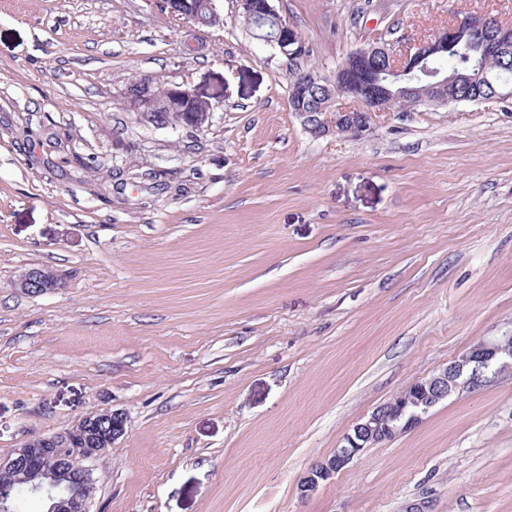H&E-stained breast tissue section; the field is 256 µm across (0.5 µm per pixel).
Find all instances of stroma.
Segmentation results:
<instances>
[{"instance_id":"stroma-1","label":"stroma","mask_w":512,"mask_h":512,"mask_svg":"<svg viewBox=\"0 0 512 512\" xmlns=\"http://www.w3.org/2000/svg\"><path fill=\"white\" fill-rule=\"evenodd\" d=\"M0 0V458L97 409L125 434L90 512H512V376L451 395L304 497L410 382L512 331V102L307 133L290 74L332 75L512 0H273L291 61L236 0ZM214 103L177 132L133 81ZM58 286L28 295L27 270ZM166 112L153 111L154 105L158 103L154 90V81L150 78H141L130 84L121 96L120 105L128 112H132L136 120H140L138 114L134 112H149L145 117H152V122L158 125H164L174 120L172 113H182L174 121L167 124L164 128H170L173 131L179 129H199L209 121L211 112L215 105H201L202 100L189 88L180 84H171L168 86V93L164 96ZM172 112V113H169ZM131 113V114H132Z\"/></svg>"}]
</instances>
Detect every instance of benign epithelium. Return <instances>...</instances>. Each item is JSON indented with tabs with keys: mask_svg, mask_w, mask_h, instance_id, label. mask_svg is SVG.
<instances>
[{
	"mask_svg": "<svg viewBox=\"0 0 512 512\" xmlns=\"http://www.w3.org/2000/svg\"><path fill=\"white\" fill-rule=\"evenodd\" d=\"M237 7L248 21L255 15L261 18L260 38L280 53L291 60L305 54L304 43L282 21L272 0H237ZM463 33L482 43L481 65L485 69L492 60L512 54V24L487 18L472 25L462 19L412 50L398 52L385 43H376L349 54L332 77L323 78L325 96L321 98L315 95L318 79L311 72L292 73L291 98L314 107L312 112L298 113L304 129L314 137L336 132L361 139L371 131L374 118L387 111L385 103L391 97L401 95L420 105L459 102L454 86L473 83V75L468 71L450 74L437 67L435 60L449 42ZM343 97L356 100L361 107L337 106ZM200 101L189 88L169 85L163 101L165 111L178 112L180 116L167 127L173 131L203 127L214 106L202 105ZM157 103L154 81L141 78L126 88L120 105L128 112H151ZM18 286L25 294H39L55 288L57 279L48 271L33 268L20 276ZM511 374V333L477 342L448 366L412 382L356 423L334 454L304 476L301 493H314L365 449L414 428L451 394L483 390L497 378ZM124 431L125 420L118 412L103 409L87 414L79 426L34 439L0 459V483L24 485L28 494L49 502V512H89L96 480L87 462L112 450Z\"/></svg>",
	"mask_w": 512,
	"mask_h": 512,
	"instance_id": "obj_1",
	"label": "benign epithelium"
}]
</instances>
